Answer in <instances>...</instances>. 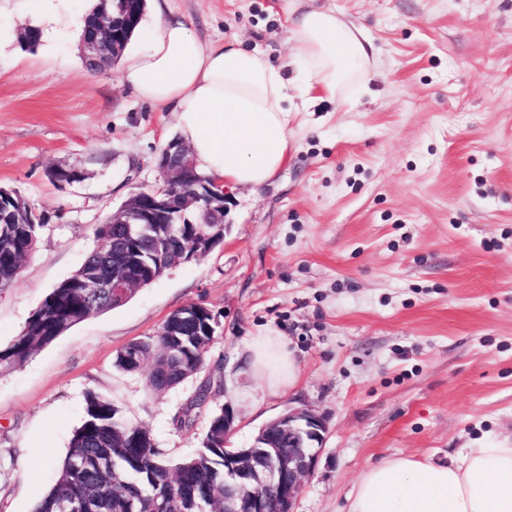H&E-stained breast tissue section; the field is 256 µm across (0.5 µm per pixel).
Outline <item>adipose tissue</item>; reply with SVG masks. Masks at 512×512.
Wrapping results in <instances>:
<instances>
[{
  "label": "adipose tissue",
  "instance_id": "ef3b65f1",
  "mask_svg": "<svg viewBox=\"0 0 512 512\" xmlns=\"http://www.w3.org/2000/svg\"><path fill=\"white\" fill-rule=\"evenodd\" d=\"M147 9L153 22L136 30L144 45L124 53L120 80L172 112L197 171L233 189L267 187L298 149L291 123L299 109L343 96L371 70L364 29L321 5L288 14L292 80L241 42L204 43L167 0H148ZM249 350L251 371L270 391L294 384L297 363L281 337H255ZM273 352L276 372L267 363ZM347 512H512V444L486 442L445 464L396 457L371 465Z\"/></svg>",
  "mask_w": 512,
  "mask_h": 512
}]
</instances>
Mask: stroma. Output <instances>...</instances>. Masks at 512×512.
<instances>
[{
  "label": "stroma",
  "instance_id": "stroma-1",
  "mask_svg": "<svg viewBox=\"0 0 512 512\" xmlns=\"http://www.w3.org/2000/svg\"><path fill=\"white\" fill-rule=\"evenodd\" d=\"M362 24L366 84L291 125L298 152L260 193L234 189L224 241L0 371V512H33L55 485L86 399L106 396L173 461L195 456L210 410L173 418L201 378L220 380L252 446L287 407L328 432L297 512H345L386 458L445 462L512 439V0H318ZM292 0H172L204 42L241 40L287 60ZM86 0H59L49 38L20 44L37 0H0V186L45 219L37 250L0 291V348L97 247L95 228L161 180L172 113L117 69H86ZM56 168L79 179L54 181ZM218 321L200 376L154 394L116 364L177 308ZM283 337L298 379L273 393L246 364L250 337Z\"/></svg>",
  "mask_w": 512,
  "mask_h": 512
}]
</instances>
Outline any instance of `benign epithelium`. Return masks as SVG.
I'll list each match as a JSON object with an SVG mask.
<instances>
[{"label":"benign epithelium","instance_id":"1","mask_svg":"<svg viewBox=\"0 0 512 512\" xmlns=\"http://www.w3.org/2000/svg\"><path fill=\"white\" fill-rule=\"evenodd\" d=\"M135 21L126 0H101L93 34L81 41L84 61L106 69L101 42L107 39L112 40V60L121 58L128 44L123 31ZM159 169L162 184L132 196L112 213V223L124 225L126 236L132 237L150 224L147 215L164 210L169 227L193 222L199 227V247L212 248L213 236L201 227L226 223L229 188L214 180L201 190L187 191L195 164L178 141L163 147ZM263 429L249 449H224V512H295L302 480L314 472L327 432L322 415L307 407H288Z\"/></svg>","mask_w":512,"mask_h":512}]
</instances>
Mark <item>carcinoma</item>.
<instances>
[{
    "mask_svg": "<svg viewBox=\"0 0 512 512\" xmlns=\"http://www.w3.org/2000/svg\"><path fill=\"white\" fill-rule=\"evenodd\" d=\"M3 212L7 223H0V289L16 280L44 227L27 207L14 213L8 199ZM96 237L101 245L44 297L12 343L0 349L1 369L23 363L77 324L125 305L136 293L128 288L114 298L112 289L97 288V282L118 277L147 285L167 272L169 260L187 244L183 238L162 239L151 232L129 244L110 218L97 225ZM212 341L204 321L185 322L178 336L157 333L128 344L118 353L116 365L138 372L151 363L150 390L165 391L204 368ZM220 389L219 382L203 381L175 414L176 426H192L193 411L213 402ZM61 501L73 505L71 512H223L224 407L212 410L202 450L172 463L147 430L123 422L108 399L89 395L86 418L71 439L57 483L34 512H57Z\"/></svg>",
    "mask_w": 512,
    "mask_h": 512,
    "instance_id": "cac0c4a2",
    "label": "carcinoma"
}]
</instances>
